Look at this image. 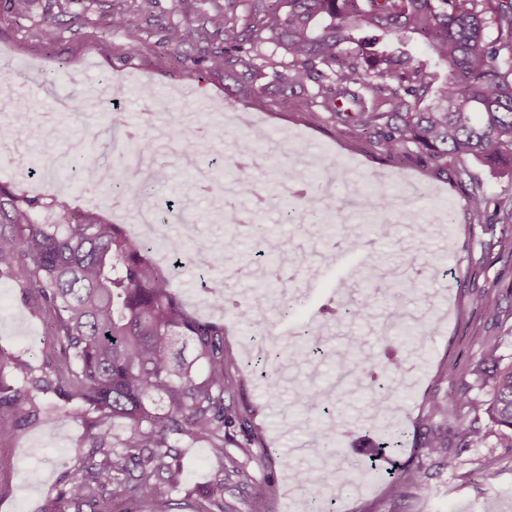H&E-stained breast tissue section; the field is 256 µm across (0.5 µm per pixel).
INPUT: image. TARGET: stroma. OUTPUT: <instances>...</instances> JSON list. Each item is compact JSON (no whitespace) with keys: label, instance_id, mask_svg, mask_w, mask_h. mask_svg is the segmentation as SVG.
I'll return each instance as SVG.
<instances>
[{"label":"stroma","instance_id":"1","mask_svg":"<svg viewBox=\"0 0 512 512\" xmlns=\"http://www.w3.org/2000/svg\"><path fill=\"white\" fill-rule=\"evenodd\" d=\"M194 2L152 0L133 51L124 30L86 21L91 13L108 12V0H32L23 15L13 13L9 0H0V84L8 83L13 98L0 106V127L22 121L45 125L42 135L18 144L19 152L36 163L62 151L54 93L101 100L91 123L78 127L72 139L99 169L107 170L117 164L116 154L102 146L114 112H127L131 100L141 97L142 86L150 87L158 112L154 125L143 127L141 140L152 163L138 186L145 206L166 217L159 236L179 240L191 235V250L199 257L233 234L240 249L254 259L246 267L234 258L226 262L227 271L236 275L239 300L254 309L250 324L237 320L232 304L214 301L199 261L179 268L175 284L192 313L224 325V341L243 382L237 403L252 412L263 437L262 455L249 469L258 478L273 475L277 484L271 512H304L306 494L293 473L315 463L334 512H512V448L501 447L494 433L467 448L449 445L447 459H422L427 491L414 498L395 496L388 479L366 478L363 453L367 442L393 432L404 433L409 441L423 437L421 421L430 397L462 389L470 397H483L484 387L469 373L471 363L488 351L512 354V255L501 253L498 246L500 240H512V168L469 160L446 175L369 152L364 142L339 138L310 93H296L293 110L280 109L269 76L259 80L257 96L239 95L223 74L178 62L177 53H191V46L178 51L166 39L169 26L197 21ZM48 15L56 17L57 25L47 37L41 29ZM111 74L125 84L116 106L105 81ZM234 111L251 115L252 129L263 133L255 148L266 155L264 167L247 174L268 198L249 224L220 221L213 195L221 191V183H214L213 194H203L195 173L175 165L182 130L203 127L213 142L203 152L201 166L222 168L227 178H237L231 158L251 129L232 124ZM473 177L499 203L496 223H479L472 213L467 193ZM377 183L393 198L403 183L413 185L415 194L393 208L391 238L375 239L368 249L362 226L369 216L348 215L346 188ZM0 184L47 202L43 217L51 223L81 211L106 221L114 218L111 199L67 168H56L34 189L12 175L7 153L0 152ZM317 197L332 205L336 217H350L343 227L350 239L344 249L326 250L313 206ZM56 200L67 203V210L53 208ZM442 207L452 210V225L431 223L433 212ZM187 219L192 222L188 228L183 225ZM282 240L292 254L286 265L272 257L274 245ZM394 265L401 267L412 290L372 302L367 320L330 319V311L364 299L365 279ZM280 276L286 278V296L295 305L287 318L279 316L275 297L259 287ZM476 295L482 299L477 307L472 304ZM398 308L405 321L426 335L422 343L401 349L404 368L390 372L385 362L393 342L386 331ZM308 325L326 336L324 354L298 368L277 360L276 350ZM45 334V325L17 300L13 284L0 280V344L32 355ZM357 349L370 359L372 377L343 385L326 413L293 405L296 384L328 389L336 379L337 355ZM375 388L388 397L387 416H379L371 399ZM317 423L326 437L322 447L310 441ZM83 432L61 410L14 442L17 469L10 496L0 500V512H48L60 477L85 450ZM181 462L188 489L207 486L220 468L198 446L183 449Z\"/></svg>","mask_w":512,"mask_h":512}]
</instances>
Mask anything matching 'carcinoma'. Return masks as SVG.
I'll return each instance as SVG.
<instances>
[{
    "label": "carcinoma",
    "instance_id": "1",
    "mask_svg": "<svg viewBox=\"0 0 512 512\" xmlns=\"http://www.w3.org/2000/svg\"><path fill=\"white\" fill-rule=\"evenodd\" d=\"M211 8L195 27H169L168 41L194 45L197 61L224 71L237 90L253 91L263 76L242 59L245 46L271 43L280 59L268 64L285 111L294 107L295 89L311 87L339 134L386 157L439 172L464 157L488 166L512 162V8L502 0H212ZM138 15L113 8L105 26L123 29L134 48ZM419 46L446 69L443 79L416 59ZM182 141L178 162L195 170L191 130ZM140 151V141L126 140L117 170L94 184L110 194L116 181L127 188L126 199L138 200L126 162ZM469 203L482 223H494L492 200L476 183ZM42 208L40 199L0 184V278L15 282L48 329L38 362L0 347V500L12 489L10 445L63 409L84 424L89 449L62 479L49 512H170L183 484L179 444L198 442L222 460L215 483L250 489L249 512H266L277 487L271 476L256 481L241 461L262 440L252 414L234 403L240 382L224 324L188 312L173 289V272L153 264L150 246L120 225L80 214L49 224ZM389 209L382 200L381 213L364 225L367 233L391 236ZM236 252V238L226 237L207 264L216 273L211 292L238 307L223 277L226 257ZM402 285L393 271L367 282L365 295L385 298ZM320 343L302 333L288 347V361H308ZM336 368L338 384L371 373L360 352L337 360ZM471 372L487 388L485 398L463 391L430 401V417L441 425H429L430 435L411 455L447 456L450 429L466 444L481 439L480 414L502 447H512V360L486 354ZM294 402L317 409L323 392L299 384ZM463 407L472 418L461 414ZM116 421L125 424L121 434L109 427ZM294 479L310 509L323 512L315 470H298ZM395 487L416 497L424 492L412 469L399 474ZM185 496L192 512H238L208 489Z\"/></svg>",
    "mask_w": 512,
    "mask_h": 512
}]
</instances>
